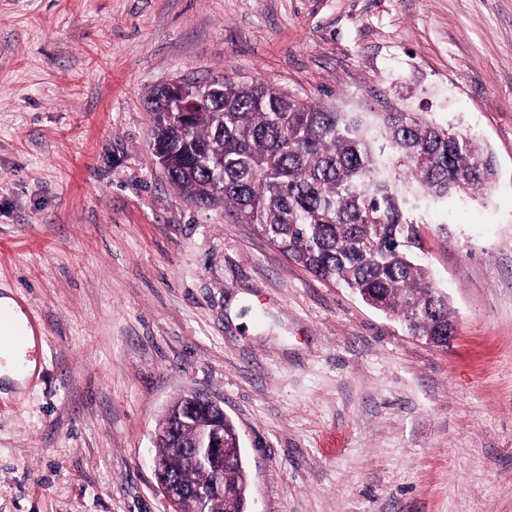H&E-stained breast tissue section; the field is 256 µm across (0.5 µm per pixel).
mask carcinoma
Returning a JSON list of instances; mask_svg holds the SVG:
<instances>
[{
  "mask_svg": "<svg viewBox=\"0 0 512 512\" xmlns=\"http://www.w3.org/2000/svg\"><path fill=\"white\" fill-rule=\"evenodd\" d=\"M195 115L155 90L153 143L193 205L253 224L290 260L392 313L411 336L448 345V295L430 278L409 219L413 203L476 199L495 180L470 131L417 112H340L267 81L216 77L193 91ZM228 504L247 512L243 453L225 468Z\"/></svg>",
  "mask_w": 512,
  "mask_h": 512,
  "instance_id": "1",
  "label": "carcinoma"
}]
</instances>
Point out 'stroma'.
I'll list each match as a JSON object with an SVG mask.
<instances>
[{"label":"stroma","instance_id":"1","mask_svg":"<svg viewBox=\"0 0 512 512\" xmlns=\"http://www.w3.org/2000/svg\"><path fill=\"white\" fill-rule=\"evenodd\" d=\"M218 75L493 152L484 198L409 213L448 346L169 183L146 99ZM7 290L41 371L0 388V512H165L189 392L236 424L251 512H512V0H0Z\"/></svg>","mask_w":512,"mask_h":512}]
</instances>
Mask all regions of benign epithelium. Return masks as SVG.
<instances>
[{"label": "benign epithelium", "mask_w": 512, "mask_h": 512, "mask_svg": "<svg viewBox=\"0 0 512 512\" xmlns=\"http://www.w3.org/2000/svg\"><path fill=\"white\" fill-rule=\"evenodd\" d=\"M215 414L212 423L197 425L190 442L181 441L182 428L194 421L200 411ZM166 440L173 454H185L196 463L190 473H173L165 459L154 456L153 468L158 488L167 500L169 512H211V504L224 498V472L228 449L224 445V407L212 398L190 392L173 414L172 423L155 434V442Z\"/></svg>", "instance_id": "benign-epithelium-1"}]
</instances>
